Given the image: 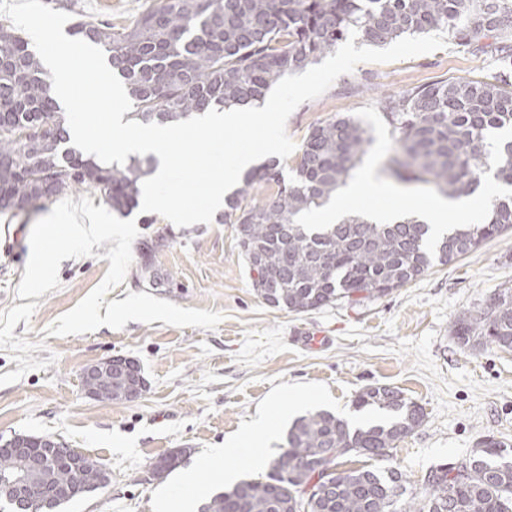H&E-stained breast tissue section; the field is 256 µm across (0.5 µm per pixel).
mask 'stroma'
Instances as JSON below:
<instances>
[{"label": "stroma", "mask_w": 512, "mask_h": 512, "mask_svg": "<svg viewBox=\"0 0 512 512\" xmlns=\"http://www.w3.org/2000/svg\"><path fill=\"white\" fill-rule=\"evenodd\" d=\"M42 2L72 20H97L118 30L146 5V0ZM494 67L489 55L452 41L410 59L362 63L322 96L300 105L286 130L299 145L319 121L355 118L372 142L354 173L370 175L388 194L366 195L353 203V211L422 207L437 197L430 186L380 172L397 147L382 111L385 98L435 81L485 76ZM55 204L48 199L10 224L0 223V436H53L102 463L109 485L63 512H155L160 494L178 487L179 472L157 479L152 468L180 448L186 455L179 471L196 470L203 492L193 501L203 506L224 489V470L236 468L245 454L235 449L225 455L223 469L201 470L197 459L203 451L223 447L228 436L265 410L275 432L261 453L274 459L294 419L326 410L356 421L353 400L374 385L398 388L424 410L423 423L398 443L390 462L413 492H421L431 471L461 462L485 437L512 445V350H464L449 334L458 316L499 288L512 287V232L458 262L434 265L382 298L296 313L270 306L256 293L236 225L219 217L180 228L136 209L131 217L139 235L133 250L150 240L160 246L150 269L134 257L124 283L107 301L145 292L184 308L222 312V322L207 330L130 321L121 330L104 326L55 337L47 328L100 284L111 248L106 242L92 255L63 260L59 289L17 297L31 227ZM308 333L321 334L319 347L305 343ZM118 355L140 364L144 394L121 402L89 397L82 386L85 368Z\"/></svg>", "instance_id": "1"}]
</instances>
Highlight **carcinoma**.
<instances>
[{"instance_id": "1", "label": "carcinoma", "mask_w": 512, "mask_h": 512, "mask_svg": "<svg viewBox=\"0 0 512 512\" xmlns=\"http://www.w3.org/2000/svg\"><path fill=\"white\" fill-rule=\"evenodd\" d=\"M353 29L376 46L434 30L465 46L491 40L479 50L490 48L499 72L384 100L398 144L384 171L396 180L411 172L450 199L474 194L490 171L512 186V138L496 136L512 128V0H154L130 27L85 21L71 34L108 52L132 102L128 118L165 124L263 102L279 80L335 52ZM370 141L350 116L320 122L303 140L293 178L285 179L272 160L228 196L224 223L238 225L253 288L269 305L301 312L378 299L512 230V195L491 197L486 222L453 224L437 240L431 225L414 217L394 224L358 215L336 224L300 223L336 195ZM69 142L50 73L26 38L0 21V198L22 211L85 188L121 213L137 207L153 157L108 165ZM257 181L277 190L249 204ZM449 333L463 349H512V287L457 317ZM353 405L383 418L353 426L326 411L299 417L265 478L238 482L202 512H512V447L493 437L455 469L430 472L419 495L395 469H340L347 456L390 460L397 442L424 420L419 405L386 385L366 387ZM182 456L161 457L158 476L177 468ZM45 471L49 481L35 485L36 500L60 484L103 488L104 468L89 454L75 468L48 459ZM312 482L317 491L303 495L299 487Z\"/></svg>"}]
</instances>
